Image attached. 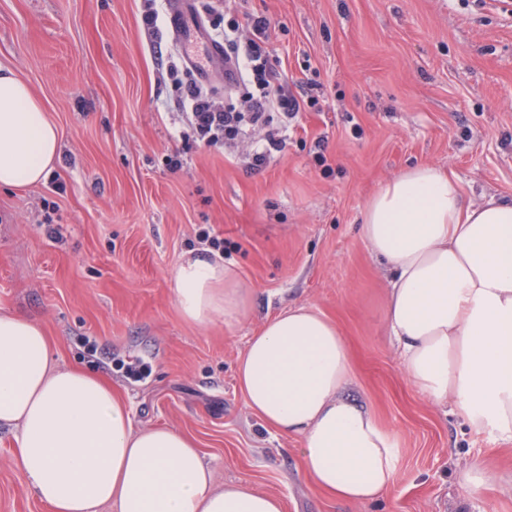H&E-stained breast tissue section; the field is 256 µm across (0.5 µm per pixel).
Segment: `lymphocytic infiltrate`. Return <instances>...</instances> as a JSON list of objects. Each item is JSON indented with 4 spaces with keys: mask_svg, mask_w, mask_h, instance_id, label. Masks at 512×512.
I'll return each instance as SVG.
<instances>
[{
    "mask_svg": "<svg viewBox=\"0 0 512 512\" xmlns=\"http://www.w3.org/2000/svg\"><path fill=\"white\" fill-rule=\"evenodd\" d=\"M269 22L257 17L252 21L253 36L240 35L231 29L224 36L230 53L224 58V78L229 86H237L243 72H250L257 88L249 95L246 112L218 104L197 83L180 85L185 112L184 122L196 143L220 146L236 151L240 144L249 143L245 154V169L262 171L275 154L288 144V129L302 109L300 100L267 66V51L262 41Z\"/></svg>",
    "mask_w": 512,
    "mask_h": 512,
    "instance_id": "f902f5d3",
    "label": "lymphocytic infiltrate"
}]
</instances>
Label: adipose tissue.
I'll return each instance as SVG.
<instances>
[{
	"label": "adipose tissue",
	"instance_id": "1",
	"mask_svg": "<svg viewBox=\"0 0 512 512\" xmlns=\"http://www.w3.org/2000/svg\"><path fill=\"white\" fill-rule=\"evenodd\" d=\"M60 136L29 87L0 68V187L43 182ZM390 271L385 322L404 373L472 432L512 438V200L465 202L455 177L405 169L367 201L359 227ZM181 317L196 325L245 319L252 290L221 261L181 259L173 271ZM245 405L298 437L307 474L341 501L385 495L399 442L345 399L348 347L323 314L300 305L267 319L240 355ZM0 427L16 432V461L50 512H284L248 482L216 488L194 442L167 427L133 430L111 385L60 366L42 328L0 313Z\"/></svg>",
	"mask_w": 512,
	"mask_h": 512
}]
</instances>
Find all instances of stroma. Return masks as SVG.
Listing matches in <instances>:
<instances>
[{"mask_svg":"<svg viewBox=\"0 0 512 512\" xmlns=\"http://www.w3.org/2000/svg\"><path fill=\"white\" fill-rule=\"evenodd\" d=\"M175 0H0V66L61 137L66 184L0 188V312L40 325L59 365L101 374L132 426L171 427L216 486L243 479L285 512H512V490L467 496L475 462L512 475V439L473 434L407 379L384 321L390 274L359 234L378 186L412 165L452 171L467 200L512 198V14L503 0H233L227 19L270 22L268 65L305 105L286 150L247 173L224 149L184 151ZM179 64L171 78L170 64ZM182 152L170 169L168 155ZM208 230L223 253L200 243ZM222 258L252 290L249 318L178 313L183 256ZM305 304L350 351L347 397L400 440L390 491L345 504L305 473L300 441L245 405L235 365L273 315ZM0 432V512H48Z\"/></svg>","mask_w":512,"mask_h":512,"instance_id":"35a3bbf8","label":"stroma"}]
</instances>
